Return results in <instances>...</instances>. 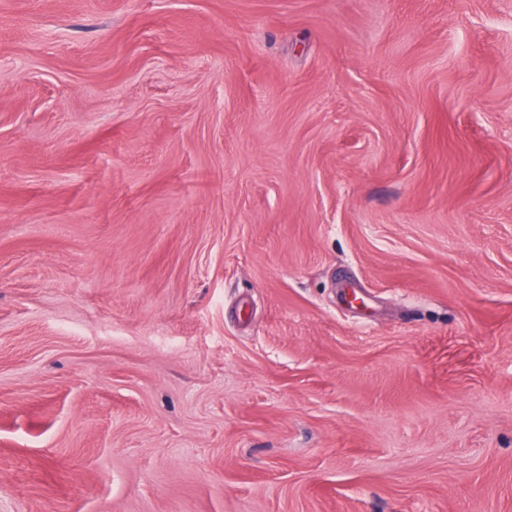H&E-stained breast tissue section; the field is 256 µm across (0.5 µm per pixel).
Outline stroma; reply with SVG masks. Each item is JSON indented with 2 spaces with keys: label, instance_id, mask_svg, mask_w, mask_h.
<instances>
[{
  "label": "stroma",
  "instance_id": "1",
  "mask_svg": "<svg viewBox=\"0 0 512 512\" xmlns=\"http://www.w3.org/2000/svg\"><path fill=\"white\" fill-rule=\"evenodd\" d=\"M0 512H512V0H0Z\"/></svg>",
  "mask_w": 512,
  "mask_h": 512
}]
</instances>
